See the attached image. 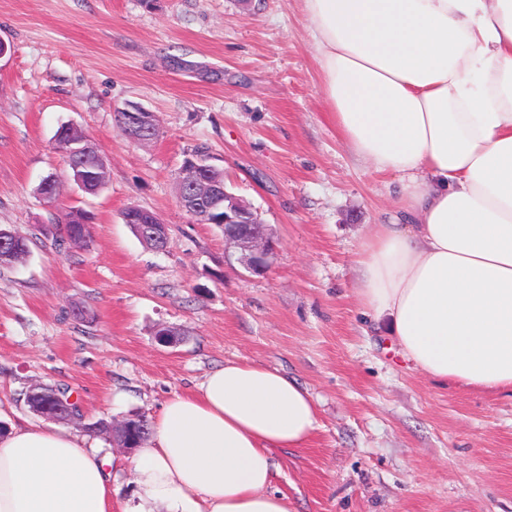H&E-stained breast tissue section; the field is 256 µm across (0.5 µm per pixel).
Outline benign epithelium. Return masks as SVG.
Returning a JSON list of instances; mask_svg holds the SVG:
<instances>
[{"mask_svg":"<svg viewBox=\"0 0 512 512\" xmlns=\"http://www.w3.org/2000/svg\"><path fill=\"white\" fill-rule=\"evenodd\" d=\"M122 112L120 128L131 141H148L158 131L156 114L143 106L129 103ZM63 153L76 172L75 181L82 189H87L82 172L101 168L104 163L97 146L84 137L64 143ZM179 201L195 218L200 217L202 211L207 216L220 214L218 223L224 225V242L233 248L227 261L233 260L257 274L269 270L274 246L267 225L246 202L227 190L221 171L209 163L208 154L195 152L185 160L179 176ZM123 220L126 224L138 225L143 240L152 239L159 243L168 240L167 225L150 211L130 207L123 213ZM40 416L56 422H71L80 417V413L73 408V400L68 398L61 404H45Z\"/></svg>","mask_w":512,"mask_h":512,"instance_id":"obj_1","label":"benign epithelium"}]
</instances>
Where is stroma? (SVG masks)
<instances>
[{
  "label": "stroma",
  "mask_w": 512,
  "mask_h": 512,
  "mask_svg": "<svg viewBox=\"0 0 512 512\" xmlns=\"http://www.w3.org/2000/svg\"><path fill=\"white\" fill-rule=\"evenodd\" d=\"M0 42V226L32 241L0 267V423L42 424L26 392L68 389L70 428L111 455L126 506L134 452L92 422L154 419L225 361L254 362L319 407L308 446L275 454L289 512H512V395L412 369L357 303L355 253L398 184L330 118L300 0H0ZM129 102L158 116L155 139L124 136ZM65 124L105 160L98 194L53 149ZM198 147L269 226L267 273L227 265L222 229L181 208ZM51 174L52 204L37 193ZM132 206L167 224L165 249L124 223ZM71 209L94 216L87 248L48 233Z\"/></svg>",
  "instance_id": "stroma-1"
}]
</instances>
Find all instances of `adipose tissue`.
Instances as JSON below:
<instances>
[{
    "label": "adipose tissue",
    "instance_id": "adipose-tissue-1",
    "mask_svg": "<svg viewBox=\"0 0 512 512\" xmlns=\"http://www.w3.org/2000/svg\"><path fill=\"white\" fill-rule=\"evenodd\" d=\"M329 113L398 178L355 260L363 314L431 379L512 394V0H301ZM319 426L279 370L225 361L170 398L130 512H289L273 452ZM112 458L69 428L0 433V512H112Z\"/></svg>",
    "mask_w": 512,
    "mask_h": 512
}]
</instances>
